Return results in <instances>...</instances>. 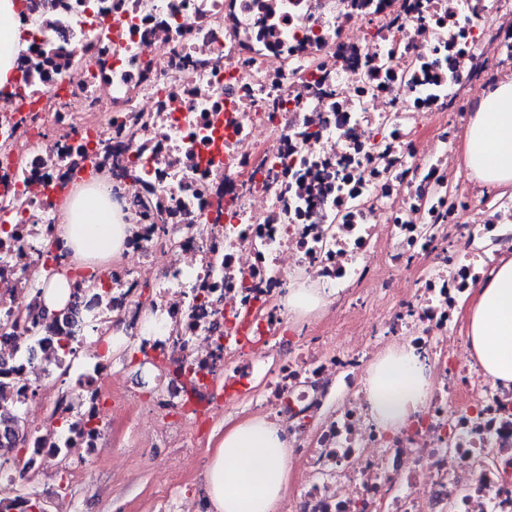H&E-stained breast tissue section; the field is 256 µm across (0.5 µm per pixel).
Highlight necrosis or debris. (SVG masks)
I'll use <instances>...</instances> for the list:
<instances>
[{
    "mask_svg": "<svg viewBox=\"0 0 512 512\" xmlns=\"http://www.w3.org/2000/svg\"><path fill=\"white\" fill-rule=\"evenodd\" d=\"M28 46L0 93V407L57 400L34 458L105 438L115 352L147 357L151 447L263 386L300 477L288 512H512V386L463 352L461 304L512 254V191L461 192L454 157L512 78V0H27ZM110 185L129 230L75 268L59 205ZM72 318L34 316L37 267ZM329 318L293 322V278ZM426 355L428 409L372 421L368 363Z\"/></svg>",
    "mask_w": 512,
    "mask_h": 512,
    "instance_id": "4bbe7bcc",
    "label": "necrosis or debris"
}]
</instances>
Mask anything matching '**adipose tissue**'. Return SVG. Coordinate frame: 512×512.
I'll return each mask as SVG.
<instances>
[{"label":"adipose tissue","mask_w":512,"mask_h":512,"mask_svg":"<svg viewBox=\"0 0 512 512\" xmlns=\"http://www.w3.org/2000/svg\"><path fill=\"white\" fill-rule=\"evenodd\" d=\"M19 0H0V88L27 48ZM462 156L471 178L492 189L512 188V80L481 97L465 133ZM60 231L76 258L103 262L119 254L126 234L108 200L107 188L76 189L63 209ZM467 347L493 384H512V257L500 259L491 278L475 288L465 306ZM369 413L384 431L411 424L432 398L428 365L403 344L374 361L365 379ZM288 438L264 416L236 422L211 456L205 476L212 512H277L289 482Z\"/></svg>","instance_id":"ef3b65f1"}]
</instances>
